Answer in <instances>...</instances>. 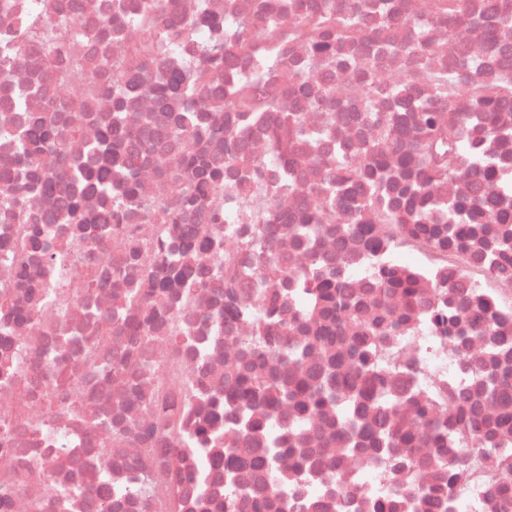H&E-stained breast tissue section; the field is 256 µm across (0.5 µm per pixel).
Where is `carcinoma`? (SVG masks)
I'll list each match as a JSON object with an SVG mask.
<instances>
[{
  "label": "carcinoma",
  "mask_w": 512,
  "mask_h": 512,
  "mask_svg": "<svg viewBox=\"0 0 512 512\" xmlns=\"http://www.w3.org/2000/svg\"><path fill=\"white\" fill-rule=\"evenodd\" d=\"M467 0H450L448 13L441 15V20L448 22V33L467 20ZM359 22V13L354 10L340 19L334 17L332 5L323 6L321 15L315 20H305L303 26L310 34V43L317 56L330 59L326 50L338 45L347 38L352 26ZM122 76L112 78V94L115 108L101 118L105 135L99 145L87 149L86 157L94 158L101 152L119 154L128 144L130 136L146 140L152 136L155 117L152 115H126L122 104ZM512 91V74L502 72L490 82H483L472 88L471 109L492 120L504 98L500 94ZM145 91L151 96L164 101L170 96L183 99L179 114L175 117L171 134L176 139L195 140L209 135L211 128L224 123V113L244 112L259 118L283 119L277 112L283 88L267 84H242L231 90L228 95L213 101L202 99L192 85L184 84L183 77L172 75L147 81ZM441 113L431 110L421 111L418 117V130L422 135L429 134L439 123ZM401 129L395 123L379 125L374 131L372 168L346 172L349 180L365 182L371 191L363 198L361 208H376L381 217L389 222L400 224L404 230L415 235H423L436 240L448 248L461 247L469 237L472 225L478 218L486 215L493 217L490 205L492 194H487L474 202L458 203L445 214L437 213V207L429 198L430 182L438 177L436 173H420L412 176L413 165L406 160L407 173L401 175L402 185L394 189L393 195L385 192L379 183L383 179L381 170L382 148L400 137ZM80 126L68 114L50 118H36L19 133V156L16 167L0 173V205L12 208L18 205L27 210L36 208L38 198L50 195L54 191L53 180L46 176L36 163L35 155L44 149L63 151L70 141L79 139ZM80 182L93 181L98 190L107 193L112 188L114 175L112 170L102 166L83 168L76 172ZM224 182V173L210 167L204 157L194 161L189 172L187 186L181 205L168 212L169 223L180 224L186 209H201L205 206L209 194ZM113 205L122 209L126 217L134 219L139 215L138 195L132 190L125 191L122 197L113 199ZM337 216L335 197L325 200V210L310 218L309 223L301 225L297 238L306 241L322 224H330ZM183 237L190 244L181 246L179 251H164L162 265L169 269V274L154 278V284L160 289L173 282L182 287L184 292L200 286V279L193 273V268L185 265L184 259L189 254L206 255L218 251L215 243L220 241L217 234L202 236L196 229L188 227ZM512 257V239L503 237L498 240V252L488 257L492 268L498 259ZM379 288L372 297L374 304L382 308V321L390 331L403 328L408 320L405 312L393 313L385 310L388 295L399 292L407 300L408 307H413L416 300L414 283L416 275L404 267L380 266L374 271ZM309 295L312 299L308 306L319 319V339L327 344L334 340L333 332L341 329L344 318L356 319L361 311L362 299L344 291L336 274L329 271L312 273ZM378 338L372 328H362V336L352 340L346 347L350 358L352 373L343 380V386L334 383L335 364L332 355H327L321 380L313 382L306 377H295L289 381L271 374L262 377L250 369L240 374L239 381L229 392L212 394L207 404L223 405L226 412L233 414L243 430L256 432L261 424L252 419L257 408H271L281 400L295 404L301 414L314 413L325 405L336 406L341 422L353 436V446L360 451L372 454L379 462H387L392 457L389 449L398 445L412 448L419 440L432 442L438 448L437 466L439 470H448L445 451L448 444L457 439V428L468 425L479 437L478 449L512 454L493 440L498 424L478 418L474 409L459 408L453 419L444 417H426L423 424L415 428L403 429L399 425V411L403 405L402 395L392 392L388 384V373L377 360ZM477 380L483 389L484 398L497 401L504 418L512 416V388L501 378L497 371L478 368ZM369 413L373 424L366 425L363 415ZM242 464L261 466L264 460L246 456L231 457L224 465L227 486L234 488L233 478L236 469ZM421 500L444 512L446 510L447 492L444 484H439L423 493ZM419 500V501H421ZM419 501L404 504L407 509H415Z\"/></svg>",
  "instance_id": "obj_1"
}]
</instances>
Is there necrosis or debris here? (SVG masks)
I'll list each match as a JSON object with an SVG mask.
<instances>
[{"instance_id":"necrosis-or-debris-1","label":"necrosis or debris","mask_w":512,"mask_h":512,"mask_svg":"<svg viewBox=\"0 0 512 512\" xmlns=\"http://www.w3.org/2000/svg\"><path fill=\"white\" fill-rule=\"evenodd\" d=\"M0 0V171L13 169L18 142L13 130L37 116L74 110L76 87L91 90L83 109L81 139L66 156L52 150L39 156L41 169L56 180L53 194L41 197L37 215L55 214L43 230L57 248L41 255L0 263V512H372L374 502L413 497L416 489L439 482L433 447L424 441L401 449L404 467L391 468L371 456L351 453L350 438L334 419V408L299 416L295 408L256 410L264 433H244L234 417L214 414L198 403L199 395L225 391L262 353L258 370L276 362L271 352L283 344L304 346L302 370L319 366L325 349L313 330L301 327L307 300L299 281L313 263L336 272L353 294L370 296L376 286L370 268L412 258L419 274L418 304L408 325L394 336L380 328L382 310H403L405 299L393 293L385 309L365 306L358 323L377 326L378 355L390 367V385L406 395L402 427L423 415L445 416L459 394L477 401L485 418L499 411L483 400L470 362L494 363L512 380V350L499 339L512 335V261L490 268L486 254L499 233L476 226L466 247L443 249L426 240L407 238L400 225L382 222L377 213L357 214L356 201L366 184L338 183L339 158L357 168L370 165L368 112L399 117L405 133L383 157L388 168H401L407 153H421L432 170H452L430 192L444 200H472L485 190L474 154L493 158L497 173L512 176V96L497 114L504 134L491 138L483 118L471 110L470 91L491 73L512 69V0H468L470 20L456 30L436 23L437 0H387V20L377 24L378 0H333L337 15L359 9L356 32L346 40L342 60L317 64L297 18L319 12L323 0H208L212 22L198 21V0ZM285 19L284 34L256 39L247 51L233 50L241 29L262 27L266 16ZM167 40L155 53L140 56L143 17ZM43 23L45 41L61 48L45 61L40 44L27 28ZM95 32L94 40L76 39L74 30ZM223 50L219 62L203 60L202 46ZM127 66L122 101L132 113H155L154 97L142 93L143 74L177 73L191 80L205 97L225 94L233 86L267 83L285 86L279 110L285 121L225 122L224 131L186 145L159 135L133 143L138 155L137 193L144 216L101 231L105 211L99 192L82 189L62 162L85 163L84 146L101 134L100 118L115 104L107 83L119 57ZM359 69H352L350 60ZM56 80L46 81L47 71ZM455 73L453 102L435 91L430 73ZM299 74L297 87L287 85ZM332 88L328 105L317 106L311 92ZM427 103L442 122L430 138L416 134L417 115L410 101ZM321 131L318 144L298 137L289 115ZM198 153L226 172L223 187L205 207L187 210V222L201 231L219 229L221 255L207 256L196 267L204 282L191 296L171 290L148 293V311L158 319L149 331L139 329L140 311L130 297L124 250L140 245L138 268L162 275L161 244L177 242L178 225L162 223L165 211L180 203L187 180L189 153ZM257 159L256 173L235 165L234 155ZM290 179L287 199L273 208L272 186ZM341 185L339 223L362 221L368 241L321 232L314 244L295 241L294 225L319 208L324 185ZM83 196L84 231L72 241L73 226L64 215L74 194ZM221 218L213 226V218ZM281 259L283 272L273 275L256 263L257 252ZM223 266L222 277L213 270ZM493 295L496 308L486 312L488 329L475 330L466 315L458 325L469 338L468 360L449 347L436 321L439 307ZM145 361L155 367L149 401H139L133 377L118 370L117 360ZM301 430H294V421ZM468 430H461L447 452L451 492L457 512H512V498L498 487L512 476V463L498 454L473 450ZM265 458L260 469H240L242 491L229 493L218 463L225 452L242 449ZM145 491L133 495L135 485Z\"/></svg>"}]
</instances>
